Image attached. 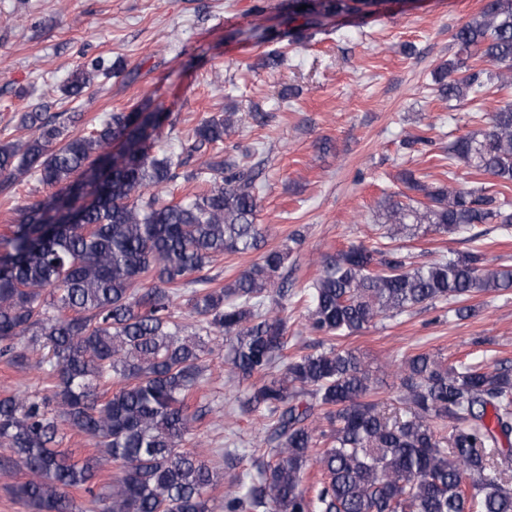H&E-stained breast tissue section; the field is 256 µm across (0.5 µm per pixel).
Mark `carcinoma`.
Listing matches in <instances>:
<instances>
[{
    "mask_svg": "<svg viewBox=\"0 0 512 512\" xmlns=\"http://www.w3.org/2000/svg\"><path fill=\"white\" fill-rule=\"evenodd\" d=\"M381 0H288L286 23L302 44L343 17L368 13ZM306 9H301V6ZM459 51L498 67L493 74L448 62L435 75L450 101L475 98L493 85L512 89V0H487L453 34ZM102 60L75 74L59 92H92ZM41 110L24 112L33 129L25 142L0 143V191L19 174L54 189L22 212L0 236V357L24 364L48 350L42 393L0 397V472L24 467L15 489L31 512H74L71 491H83L91 512H512V370L447 362L422 352L395 376L396 415L376 399L360 358L334 346L289 356L281 271L300 241L264 248L256 223L260 164L220 145L235 113L201 120L181 152L153 151L168 114L134 108L114 112L85 135ZM205 192L182 202L161 189L195 155ZM448 160L471 173L512 183V100L485 128L456 137ZM406 171L386 194L385 237L422 225L443 234L480 224L512 229V203L493 186L426 181ZM261 252L225 286L204 273L219 256ZM512 288V268H490L471 251L411 268L397 248L349 247L330 257L304 289L307 329L333 337L378 317H395L438 302L461 304L477 293ZM182 300L194 322L180 321ZM250 385L246 403L268 419L269 460L244 495L216 501L215 467L184 449L196 412L190 400L208 378L211 343ZM328 428L318 429L315 410ZM93 439L112 462L77 460L59 448L61 426ZM319 479L303 485L310 467Z\"/></svg>",
    "mask_w": 512,
    "mask_h": 512,
    "instance_id": "carcinoma-1",
    "label": "carcinoma"
}]
</instances>
